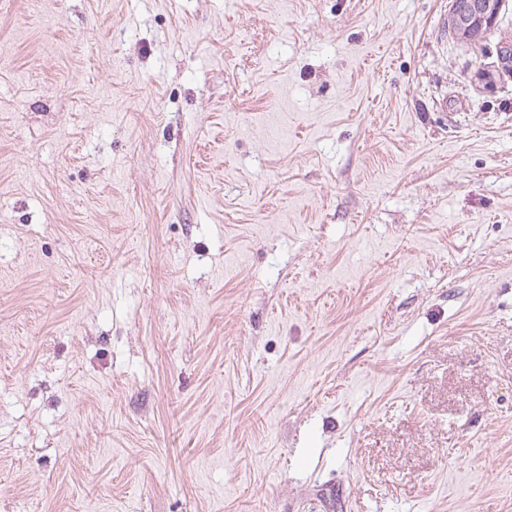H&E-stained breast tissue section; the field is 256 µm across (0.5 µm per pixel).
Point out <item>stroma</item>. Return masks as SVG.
<instances>
[{"label": "stroma", "instance_id": "obj_1", "mask_svg": "<svg viewBox=\"0 0 512 512\" xmlns=\"http://www.w3.org/2000/svg\"><path fill=\"white\" fill-rule=\"evenodd\" d=\"M448 0H0V512H512V79Z\"/></svg>", "mask_w": 512, "mask_h": 512}]
</instances>
